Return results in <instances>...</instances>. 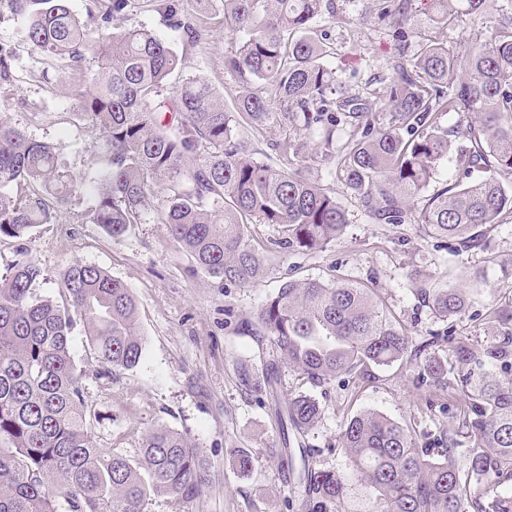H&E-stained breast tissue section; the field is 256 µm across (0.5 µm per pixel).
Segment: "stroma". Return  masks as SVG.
<instances>
[{"instance_id":"stroma-1","label":"stroma","mask_w":512,"mask_h":512,"mask_svg":"<svg viewBox=\"0 0 512 512\" xmlns=\"http://www.w3.org/2000/svg\"><path fill=\"white\" fill-rule=\"evenodd\" d=\"M507 0H485L480 14L460 15L443 30L449 48L469 45L488 36ZM333 13L319 26L326 31L325 58L353 94L365 93L369 83H389L399 57L393 31L379 18L377 0H333ZM183 12L201 16L208 34L189 51L183 74L205 79L232 106L237 84L224 70L230 32L222 5L201 13L195 0H181ZM119 27L153 30L173 47H180L152 0H131ZM0 43L15 54L18 83L11 92V118L33 139L54 144L78 182L69 204L52 223L22 238H0V276L22 257L34 259L44 272L33 286L39 298L57 297L60 275L73 261L103 268L123 280L139 306L144 355L133 369H116L101 378L90 358L82 325H75L72 356L85 375V397L99 415L98 447L138 459L144 432L166 426L189 433L211 464L212 483L188 504V512H305L296 473L301 458L277 454L281 430L272 405L244 392L241 368L261 373L266 360L264 331L256 318L261 305L289 280L344 279L377 289L397 322L415 342L431 340L429 354L448 355L449 330L468 335L476 344L494 341L491 313L512 308V215L503 214L489 228L484 248L463 249L456 242L424 233L416 224H381L334 177L333 161L319 160L308 174L335 193L347 212L344 232L326 247L311 252H288L263 259V274L252 286L226 285L220 279L192 274L188 255L169 242L165 225L147 216L125 235L112 238L91 221L94 198L89 190L101 165L96 160L99 137L74 114V103L63 83L88 85L89 72L66 71L65 81L42 79L46 61L25 42L16 24L0 23ZM420 270L428 287L452 284L466 290L469 310L450 322L425 307L410 278ZM282 394H307L322 406V415L305 436L320 466L345 470L347 459L338 446L350 417L374 411L407 425L420 446L442 431L453 432L457 460H464L473 443L453 412H432L426 400L438 393L415 383L410 362L376 371L374 378L350 382L339 379L317 387L280 366ZM251 456L253 467L243 472L238 455Z\"/></svg>"}]
</instances>
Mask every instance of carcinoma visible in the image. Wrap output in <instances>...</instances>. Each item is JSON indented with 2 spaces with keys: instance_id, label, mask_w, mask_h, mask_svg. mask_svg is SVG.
<instances>
[{
  "instance_id": "1",
  "label": "carcinoma",
  "mask_w": 512,
  "mask_h": 512,
  "mask_svg": "<svg viewBox=\"0 0 512 512\" xmlns=\"http://www.w3.org/2000/svg\"><path fill=\"white\" fill-rule=\"evenodd\" d=\"M380 18L407 21L411 0H380ZM458 0H428V23L448 27ZM130 0H92L87 19L68 0H0V22L20 24L26 41L66 69L94 58L90 87L67 85L77 118L100 133L102 162L92 192V221L112 238L156 212L192 270L248 286L262 261L247 243L251 224H272L281 237L262 246L315 251L348 224L334 193L303 173L314 156L337 162L344 187L384 224H420L463 248L482 245L483 228L512 214V16L484 41L452 52L419 37L414 63L370 96L390 110L375 123L371 101L349 94L325 63L314 23L323 0H224L232 21L224 71L239 85L234 110L224 107L206 80L189 75L175 88L169 78L182 56L146 29L120 30L117 17ZM183 47L203 37L175 0H160ZM18 81L14 52L0 45V92ZM0 95V237L21 238L72 196L75 179L57 147L36 141L10 117ZM468 118L469 145L451 151L444 116ZM286 132L274 144L280 165L258 158L248 130ZM492 176L455 181L417 209L415 200L440 163ZM162 197L161 206L154 201ZM44 278L30 258L0 277V512H146L151 495L171 512L210 483V465L186 432L147 430L141 455L131 460L96 443V413L88 410L83 374L71 352V330L81 322L93 358L112 370L136 367L143 354L136 298L123 280L89 263L70 264L61 300L36 298ZM436 314L459 319L469 299L463 289L421 288ZM272 353L311 384L369 378L372 368L407 358L413 345L371 288L318 280L288 281L257 312ZM497 339L481 349L448 329L452 360L415 362L416 383L440 391L429 407L455 408L476 446L465 466L458 441L440 435L441 448L416 446L412 434L377 412L346 423L340 445L346 471L304 466L299 484L309 512H348L350 487L375 490L364 512H512V310L497 314ZM280 423L304 436L321 417L307 395L279 404Z\"/></svg>"
}]
</instances>
